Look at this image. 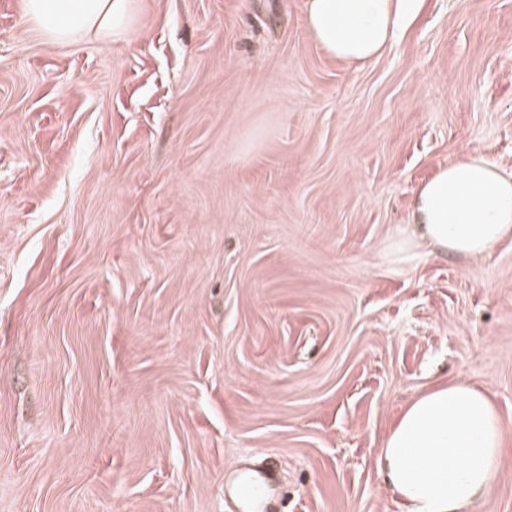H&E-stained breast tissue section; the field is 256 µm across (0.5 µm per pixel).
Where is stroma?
Segmentation results:
<instances>
[{"label":"stroma","mask_w":512,"mask_h":512,"mask_svg":"<svg viewBox=\"0 0 512 512\" xmlns=\"http://www.w3.org/2000/svg\"><path fill=\"white\" fill-rule=\"evenodd\" d=\"M512 175V0H421L332 59L305 0H141L51 45L0 0V512H403L377 458L431 385L512 424V240L399 259L419 186ZM469 512H512V446ZM234 491L242 500L252 506L250 512H266L265 503L271 495V487L266 477L252 479L250 483H236Z\"/></svg>","instance_id":"obj_1"}]
</instances>
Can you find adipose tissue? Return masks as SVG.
<instances>
[{"mask_svg":"<svg viewBox=\"0 0 512 512\" xmlns=\"http://www.w3.org/2000/svg\"><path fill=\"white\" fill-rule=\"evenodd\" d=\"M420 0H307L306 23L328 56L379 58ZM25 21L53 45L123 38L139 0H22ZM512 239V176L470 154L420 187L404 242L476 260ZM512 426L485 392L441 382L412 400L388 431L377 465L404 512H468L491 494Z\"/></svg>","mask_w":512,"mask_h":512,"instance_id":"obj_1","label":"adipose tissue"}]
</instances>
